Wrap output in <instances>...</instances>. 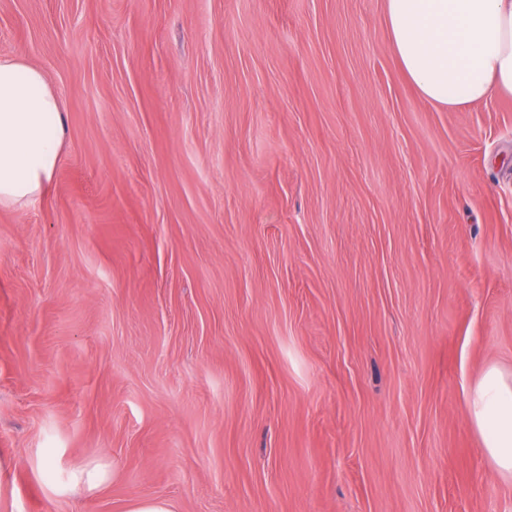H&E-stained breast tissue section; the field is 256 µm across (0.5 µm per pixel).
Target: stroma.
<instances>
[{
  "label": "stroma",
  "mask_w": 512,
  "mask_h": 512,
  "mask_svg": "<svg viewBox=\"0 0 512 512\" xmlns=\"http://www.w3.org/2000/svg\"><path fill=\"white\" fill-rule=\"evenodd\" d=\"M0 55L66 119L0 209V512H512V96L422 98L383 0H0ZM465 411L491 467L512 480V370L488 366L466 391ZM110 471L100 463L76 468L69 476L65 485L59 491H97L103 488L110 480ZM124 512H175L173 504L164 498H138L132 501Z\"/></svg>",
  "instance_id": "35a3bbf8"
}]
</instances>
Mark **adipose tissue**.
<instances>
[{"label":"adipose tissue","mask_w":512,"mask_h":512,"mask_svg":"<svg viewBox=\"0 0 512 512\" xmlns=\"http://www.w3.org/2000/svg\"><path fill=\"white\" fill-rule=\"evenodd\" d=\"M391 50L428 101L452 110L512 95V0H384ZM65 114L40 68L0 56V208L44 196L60 164ZM465 411L491 467L512 480V370L488 366Z\"/></svg>","instance_id":"adipose-tissue-1"}]
</instances>
